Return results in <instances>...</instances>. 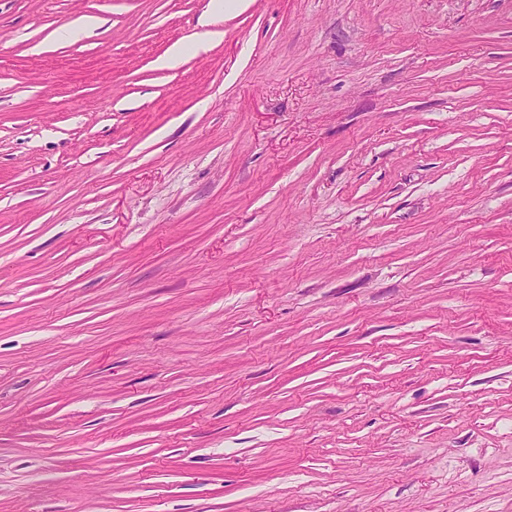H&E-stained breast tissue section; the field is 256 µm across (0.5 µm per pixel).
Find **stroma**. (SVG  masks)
I'll use <instances>...</instances> for the list:
<instances>
[{"instance_id":"1","label":"stroma","mask_w":512,"mask_h":512,"mask_svg":"<svg viewBox=\"0 0 512 512\" xmlns=\"http://www.w3.org/2000/svg\"><path fill=\"white\" fill-rule=\"evenodd\" d=\"M209 11L0 0V512H512V0Z\"/></svg>"}]
</instances>
